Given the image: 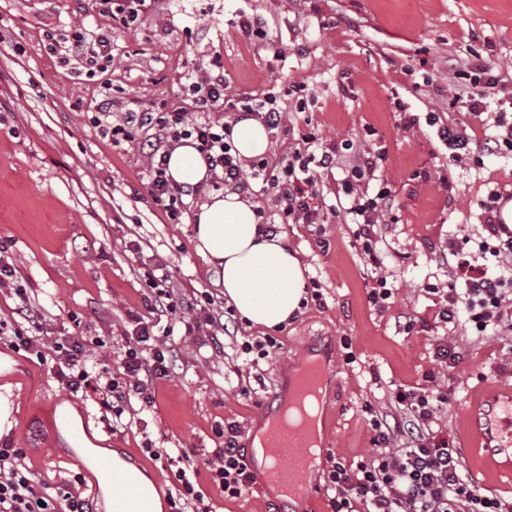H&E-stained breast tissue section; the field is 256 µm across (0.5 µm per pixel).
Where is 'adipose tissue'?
Instances as JSON below:
<instances>
[{
	"label": "adipose tissue",
	"mask_w": 512,
	"mask_h": 512,
	"mask_svg": "<svg viewBox=\"0 0 512 512\" xmlns=\"http://www.w3.org/2000/svg\"><path fill=\"white\" fill-rule=\"evenodd\" d=\"M232 140L244 160L264 155L269 132L258 119L237 121ZM205 160L191 144L177 146L169 155L167 173L180 185L199 184L207 175ZM194 226L196 249L216 268L224 296L249 324L276 328L301 308L305 295L304 268L282 235L266 233L253 204L237 194H212L202 203ZM114 475L133 473L134 487L112 485V501L129 500V512H163L162 501L142 471L120 457L112 459Z\"/></svg>",
	"instance_id": "ef3b65f1"
}]
</instances>
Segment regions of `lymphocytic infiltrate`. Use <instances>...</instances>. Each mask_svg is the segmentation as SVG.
Segmentation results:
<instances>
[{
    "label": "lymphocytic infiltrate",
    "instance_id": "f902f5d3",
    "mask_svg": "<svg viewBox=\"0 0 512 512\" xmlns=\"http://www.w3.org/2000/svg\"><path fill=\"white\" fill-rule=\"evenodd\" d=\"M65 50L77 58L87 77L106 72L112 61L111 41L106 36L91 38L82 29L59 35L49 45L50 52ZM465 83L451 104L461 112L481 113L488 101H495L499 111L496 130L483 139L481 152L490 155L512 153V122L504 114L512 109V96L494 98L502 78L479 58H469L459 65ZM195 97L196 117L183 111L161 112L151 107L129 108L120 118L112 116L111 99H103L91 117L92 123L113 144L136 140L148 160L147 189L152 199L162 204L171 216H178L184 199L193 188L173 184L166 176L170 152L183 140L190 139L204 157L213 187H247L249 179L259 178L267 159L255 161L252 172H245L233 155L231 125L217 112L229 107L224 97V74L208 71L199 81L190 83ZM302 146L281 158L268 182L275 196L273 214L263 216L268 230L277 224L323 223L320 183L336 166L338 144L317 148L314 135L301 137ZM384 159L383 150H365L352 157L349 174L339 180L337 194L348 203L358 229L363 251L375 256L377 226L394 205L395 195L389 184L381 182L373 189L362 186L363 179L374 172ZM503 195L490 192L481 202L487 239L467 251L449 242L442 260L450 270L448 287H432L437 300L436 315L444 323L465 319L475 333H485L503 320L502 308L508 297L507 282L494 270L495 262L512 257V228L500 217ZM20 304L19 321L11 329L10 346L35 356L39 361L53 359L58 381L70 392L96 393L100 408L121 418L132 397H146L154 379L166 376L169 363L164 352L145 358L142 345L152 338L150 325H143L136 345L125 352L120 371H113L107 360H91L85 339L76 336L52 337L44 327V315L30 304L23 289H16ZM426 385L420 389H397L394 400L402 416L388 419L373 415L375 452L350 464L334 462L327 475L326 488L333 497V512H508L505 503L488 494L475 481L462 476L447 437L432 428L437 409L447 396L434 387V374H425ZM239 430L228 424L223 431L224 445L215 449L208 469L211 479L226 497H241L254 480L238 445ZM24 449L0 447V512H92L89 498L72 495L62 488L36 481L26 467Z\"/></svg>",
    "mask_w": 512,
    "mask_h": 512
}]
</instances>
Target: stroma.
Here are the masks:
<instances>
[{"label":"stroma","instance_id":"1","mask_svg":"<svg viewBox=\"0 0 512 512\" xmlns=\"http://www.w3.org/2000/svg\"><path fill=\"white\" fill-rule=\"evenodd\" d=\"M243 13L261 19L265 40L241 36ZM79 26L112 42L104 78L113 113L133 100L193 111L184 84L219 65L227 99L277 95L286 124L270 133L269 162L309 132L326 144L385 148L377 174L391 184L395 206L393 223L378 228L384 266L371 265L347 215L284 225L285 241L320 297L276 330L282 347L275 358L244 353L245 342L267 331L228 314L216 270L195 248L197 203L174 219L152 200L141 151L110 144L89 122L106 94L99 83L82 80L75 64L47 51L49 34ZM474 52L512 95V0H159L133 31L101 16L95 0H0V248L45 314L49 335L85 337L93 355L117 368L146 314L149 274L166 268L175 297H212L175 323L171 371L155 381L151 403L126 406L114 431L94 394H69L50 365L0 340V361L11 367L0 385L11 384L13 402V425L0 442L25 449L37 480L93 496L97 479L54 425L69 403L85 428L145 471L165 497L179 496L165 456L189 448L209 512H330L324 486L333 461L368 457L371 412L397 414L393 390L417 386L430 372L448 395L435 425L447 434L462 475L512 503V469L479 442L467 416L486 396L512 389V327L471 336L465 326L434 322L435 297L427 291L449 280L439 259L449 239L485 236L481 200L493 190L512 191V157L448 161L425 121L440 112L469 135L493 133L496 107L475 115L450 106L460 80L446 63ZM294 84L305 87V111L288 93ZM409 112L416 125H405ZM380 277L393 291L381 310L369 300ZM208 315L213 324L186 330V322ZM407 316L419 319L408 332L399 326ZM442 336L457 352L445 363L436 356ZM321 351L335 375L323 398L322 455L310 474L317 493L296 496L288 510L260 476L243 497H225L206 466L222 445L218 429L238 424L239 441L251 450L291 372Z\"/></svg>","mask_w":512,"mask_h":512}]
</instances>
